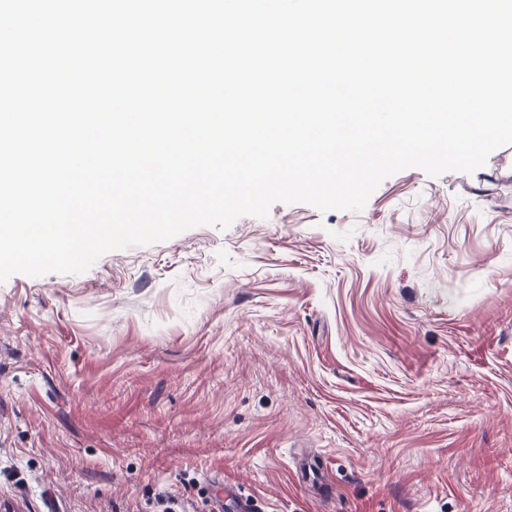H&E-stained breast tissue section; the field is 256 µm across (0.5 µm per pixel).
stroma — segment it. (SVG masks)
<instances>
[{
  "label": "stroma",
  "mask_w": 512,
  "mask_h": 512,
  "mask_svg": "<svg viewBox=\"0 0 512 512\" xmlns=\"http://www.w3.org/2000/svg\"><path fill=\"white\" fill-rule=\"evenodd\" d=\"M512 512V144L0 283L12 512Z\"/></svg>",
  "instance_id": "1"
}]
</instances>
